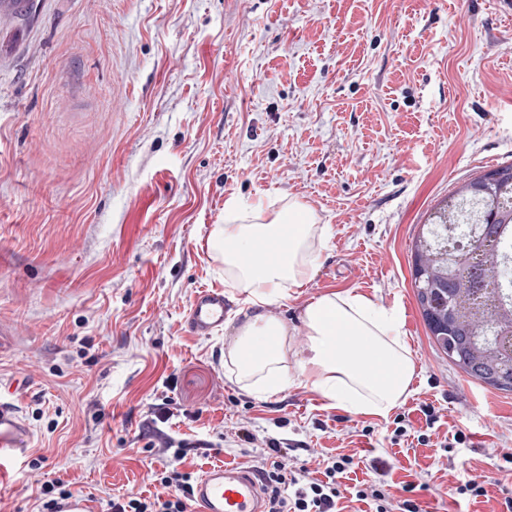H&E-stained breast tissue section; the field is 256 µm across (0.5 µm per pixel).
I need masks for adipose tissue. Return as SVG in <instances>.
Listing matches in <instances>:
<instances>
[{"mask_svg": "<svg viewBox=\"0 0 512 512\" xmlns=\"http://www.w3.org/2000/svg\"><path fill=\"white\" fill-rule=\"evenodd\" d=\"M327 225L314 211L292 200L270 211L224 205V222L208 240L224 263V284L243 294L247 313L236 332L229 356L236 378L257 393L271 396L290 380L286 322L266 308L288 298L312 280ZM308 336L297 372L332 405L354 414L387 417L407 395L415 365L396 310L375 305L349 291L319 295L303 313ZM359 339L357 348L340 344L341 335Z\"/></svg>", "mask_w": 512, "mask_h": 512, "instance_id": "1", "label": "adipose tissue"}]
</instances>
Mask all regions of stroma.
I'll return each mask as SVG.
<instances>
[{
	"instance_id": "stroma-1",
	"label": "stroma",
	"mask_w": 512,
	"mask_h": 512,
	"mask_svg": "<svg viewBox=\"0 0 512 512\" xmlns=\"http://www.w3.org/2000/svg\"><path fill=\"white\" fill-rule=\"evenodd\" d=\"M0 12V385L29 434L0 472V512H39L43 482L98 512L149 496L172 454L183 471L253 466L288 440L290 469L342 455L339 512L376 481L423 512H512V391L452 363L412 285L430 212L512 164V9L505 0H34ZM296 199L329 233L308 285L267 307L302 351L301 315L330 290L398 308L415 374L387 417L332 406L289 368L270 397L227 363L224 329L188 335L197 289L223 287L208 239L224 204ZM464 443H456V434ZM484 496L459 494L466 480Z\"/></svg>"
}]
</instances>
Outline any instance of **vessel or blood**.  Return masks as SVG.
<instances>
[{"label":"vessel or blood","mask_w":512,"mask_h":512,"mask_svg":"<svg viewBox=\"0 0 512 512\" xmlns=\"http://www.w3.org/2000/svg\"><path fill=\"white\" fill-rule=\"evenodd\" d=\"M228 303L218 288L198 289L185 315L193 336H210L224 326ZM28 434L14 395L0 396V464L16 458ZM187 512H267L257 475L241 465H217L200 475L190 494Z\"/></svg>","instance_id":"b4317fda"}]
</instances>
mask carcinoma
Returning a JSON list of instances; mask_svg holds the SVG:
<instances>
[{
  "instance_id": "cac0c4a2",
  "label": "carcinoma",
  "mask_w": 512,
  "mask_h": 512,
  "mask_svg": "<svg viewBox=\"0 0 512 512\" xmlns=\"http://www.w3.org/2000/svg\"><path fill=\"white\" fill-rule=\"evenodd\" d=\"M475 196L481 200V208L474 223L482 225V234L476 236L478 246L469 254L463 270H472L481 277L484 292L476 295L473 286H459L453 299L455 318L445 323L440 319L442 296L430 287L440 262H431L430 256L448 248L444 242L448 233L435 242L431 240V229L458 224L457 202ZM446 203L447 211L439 208L432 213L413 242L415 296L438 346L457 367L474 378L478 371L504 370L508 366L506 349H499L495 357L487 359L479 353L477 344H499V317L504 310L512 309V281L502 279V273L508 271L505 259L512 249V232L500 230L505 223L512 226V164L489 170L465 183L448 196Z\"/></svg>"
}]
</instances>
